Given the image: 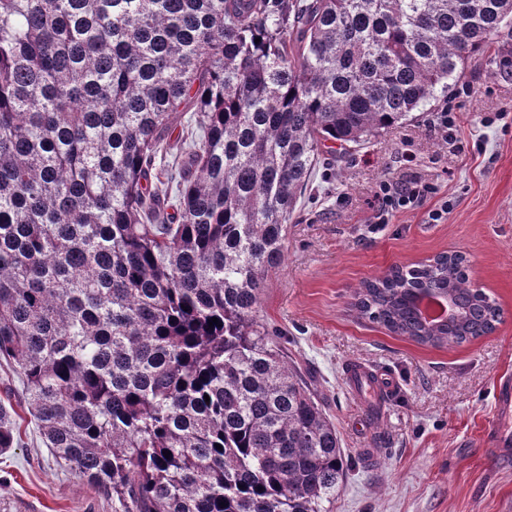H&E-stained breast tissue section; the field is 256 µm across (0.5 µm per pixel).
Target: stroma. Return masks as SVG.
<instances>
[{"mask_svg": "<svg viewBox=\"0 0 512 512\" xmlns=\"http://www.w3.org/2000/svg\"><path fill=\"white\" fill-rule=\"evenodd\" d=\"M448 106L455 145L425 111L320 167L261 295L262 325L311 384L350 463L333 512H512V460L479 441L493 382L512 371V24L433 110ZM413 173L437 182V194L373 223L379 184ZM443 205V220L431 222ZM449 251L466 257L473 286L501 307L492 333L433 347L358 314L365 280ZM355 362L400 385L371 417L348 390ZM0 512H112V500L53 456L27 415L18 447L0 454Z\"/></svg>", "mask_w": 512, "mask_h": 512, "instance_id": "1", "label": "stroma"}]
</instances>
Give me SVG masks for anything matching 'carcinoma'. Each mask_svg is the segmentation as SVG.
Instances as JSON below:
<instances>
[{
	"label": "carcinoma",
	"mask_w": 512,
	"mask_h": 512,
	"mask_svg": "<svg viewBox=\"0 0 512 512\" xmlns=\"http://www.w3.org/2000/svg\"><path fill=\"white\" fill-rule=\"evenodd\" d=\"M508 19L512 0H0V359L112 512H331L345 454L262 290L328 143L453 91ZM179 110L175 178L157 158ZM420 297L454 313L426 323ZM357 308L434 347L502 317L459 253ZM19 420L0 402V452ZM189 116V112H177L173 116V127L175 129L171 138L172 146L167 150V153H163L157 159V165L161 169L170 170L172 167L174 169L177 163L180 162L182 143L191 140L193 130L192 125H190Z\"/></svg>",
	"instance_id": "1"
}]
</instances>
